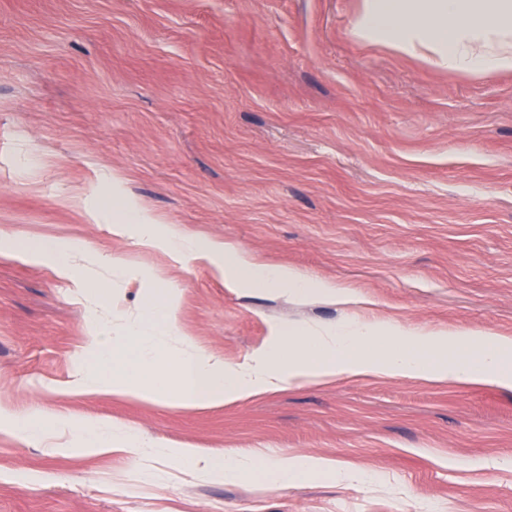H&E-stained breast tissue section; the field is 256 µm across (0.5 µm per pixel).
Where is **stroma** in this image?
Returning a JSON list of instances; mask_svg holds the SVG:
<instances>
[{
  "label": "stroma",
  "instance_id": "stroma-1",
  "mask_svg": "<svg viewBox=\"0 0 512 512\" xmlns=\"http://www.w3.org/2000/svg\"><path fill=\"white\" fill-rule=\"evenodd\" d=\"M357 0H0V236H61L135 275L90 293L0 257V408L107 416L165 445L318 456L286 486L0 428V512H512V391L343 376L204 410L74 384L102 307L175 291L237 363L346 307L226 287L112 234L108 171L166 222L352 289L415 327L512 336V72H440L350 35ZM160 271L161 283L138 277Z\"/></svg>",
  "mask_w": 512,
  "mask_h": 512
}]
</instances>
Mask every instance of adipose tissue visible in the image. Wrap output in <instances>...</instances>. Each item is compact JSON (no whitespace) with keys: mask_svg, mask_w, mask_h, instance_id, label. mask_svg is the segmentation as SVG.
Segmentation results:
<instances>
[{"mask_svg":"<svg viewBox=\"0 0 512 512\" xmlns=\"http://www.w3.org/2000/svg\"><path fill=\"white\" fill-rule=\"evenodd\" d=\"M361 41L410 57H423L440 70L492 76L512 71V0H361L353 26ZM112 186V234L135 237L177 263L208 264L225 286L285 291L353 302L350 289L285 266L262 265L235 245L186 234L166 223L128 189L105 173ZM25 253L51 265L77 287L96 282L89 268L129 271L123 256L55 237L26 242L0 237V256ZM86 349L90 359L75 382L77 393L138 398L183 409H207L273 393L300 381L329 382L341 374L403 377L461 386L491 384L512 390V337L483 328L428 331L402 323L354 315L333 326L309 324L278 331L243 362L222 358L188 340L173 291L154 295L142 308L103 319ZM19 436L47 440L63 430L78 432L71 451L115 448L131 462L148 453L171 463L191 461L205 476L238 478L260 472L285 485L313 474H333L337 465L322 457L269 460L259 454L215 453L165 446L101 418L84 419L54 408L0 414Z\"/></svg>","mask_w":512,"mask_h":512,"instance_id":"1","label":"adipose tissue"}]
</instances>
